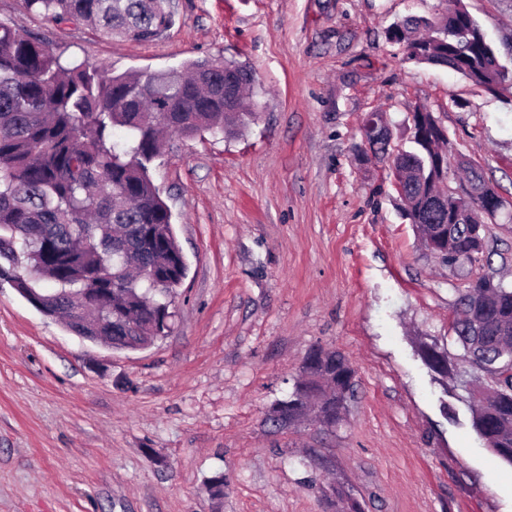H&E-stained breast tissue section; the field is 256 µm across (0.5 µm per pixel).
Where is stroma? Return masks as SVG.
Here are the masks:
<instances>
[{"instance_id":"stroma-1","label":"stroma","mask_w":512,"mask_h":512,"mask_svg":"<svg viewBox=\"0 0 512 512\" xmlns=\"http://www.w3.org/2000/svg\"><path fill=\"white\" fill-rule=\"evenodd\" d=\"M464 2L489 38L512 31L505 0ZM174 3V26L137 43L0 0L1 22L62 59L119 73L235 60L260 103L236 134L166 136L152 164L188 266L167 336L112 350L0 279V512H338L331 485L364 512H512V465L468 402L493 379L450 329L468 282L512 287V219L486 222L479 263L448 265L418 241L387 162L357 151L369 113L400 144L423 106L512 201V94L387 39L446 0ZM315 349L355 371L341 422H273Z\"/></svg>"}]
</instances>
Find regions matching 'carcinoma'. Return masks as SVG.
I'll return each mask as SVG.
<instances>
[{
    "mask_svg": "<svg viewBox=\"0 0 512 512\" xmlns=\"http://www.w3.org/2000/svg\"><path fill=\"white\" fill-rule=\"evenodd\" d=\"M56 24L90 23L110 39L152 42L174 24L169 0H23ZM409 59L448 68L496 94L512 84V55H502L462 0H448L436 20L408 16L387 28ZM250 68L234 61H193L184 70L111 75L85 61L61 62L42 42L0 22L1 276L43 314L68 320L60 307L85 288H109L98 301L112 324V348L137 350L168 334L169 305L187 273L172 215L150 176L159 128L183 136L231 132L253 117ZM437 120L416 109L407 144L393 163L409 171L402 198L417 231L448 227L452 266L482 253L484 225L448 223L427 208L425 189L448 154L431 149ZM118 241L131 269L112 255ZM25 267L27 274L17 273ZM452 330L463 356L490 374L496 390L480 396L472 426L486 447L512 463V290L479 278L461 290ZM354 370L338 351L315 360L297 390L345 411Z\"/></svg>",
    "mask_w": 512,
    "mask_h": 512,
    "instance_id": "cac0c4a2",
    "label": "carcinoma"
}]
</instances>
